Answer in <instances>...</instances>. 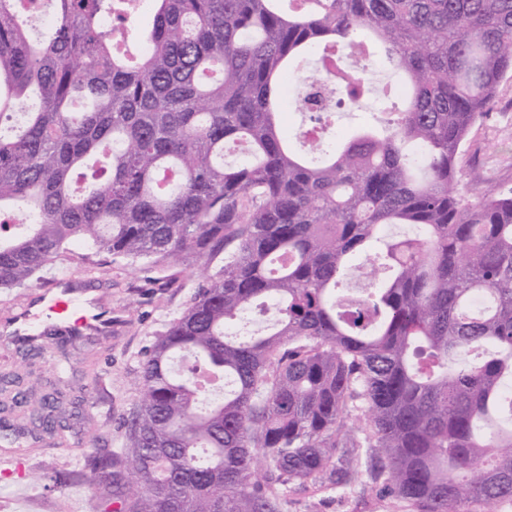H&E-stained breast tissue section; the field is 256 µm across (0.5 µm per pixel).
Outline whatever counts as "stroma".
I'll use <instances>...</instances> for the list:
<instances>
[{
	"instance_id": "1",
	"label": "stroma",
	"mask_w": 512,
	"mask_h": 512,
	"mask_svg": "<svg viewBox=\"0 0 512 512\" xmlns=\"http://www.w3.org/2000/svg\"><path fill=\"white\" fill-rule=\"evenodd\" d=\"M457 176L463 181L479 177L486 194L512 188L511 80L500 87L489 116L471 129ZM71 252L70 262L54 265L28 288L13 294L0 291V321L36 299L48 284L69 278L78 288L93 285L111 307V337L65 348L56 344L27 360L0 341V375L18 374L23 386L36 381L43 392L57 390L68 400L91 390L93 402L85 409L91 421L79 435L30 440L22 451L0 443V512H99L96 499L78 479L83 457L100 448L127 451L122 422L137 408L144 354L201 282L195 259L167 264L113 256L92 265L81 261L82 245H72ZM58 473L69 474V481L56 482ZM280 494L282 512H404L398 500L383 492L381 482L368 478L341 491L310 483L281 489Z\"/></svg>"
}]
</instances>
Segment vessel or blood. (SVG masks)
<instances>
[{
    "instance_id": "1",
    "label": "vessel or blood",
    "mask_w": 512,
    "mask_h": 512,
    "mask_svg": "<svg viewBox=\"0 0 512 512\" xmlns=\"http://www.w3.org/2000/svg\"><path fill=\"white\" fill-rule=\"evenodd\" d=\"M56 314V334L83 335L106 329L111 316L102 308H89L69 286L68 280H60L56 287L40 293L36 307H24L9 321L0 324V340L21 344L30 340L42 345L53 344V336L42 334L41 318L44 313Z\"/></svg>"
}]
</instances>
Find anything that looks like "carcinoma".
Wrapping results in <instances>:
<instances>
[{"label":"carcinoma","mask_w":512,"mask_h":512,"mask_svg":"<svg viewBox=\"0 0 512 512\" xmlns=\"http://www.w3.org/2000/svg\"><path fill=\"white\" fill-rule=\"evenodd\" d=\"M50 0L32 38L0 0V289L74 241L85 258L220 263L145 353L124 453L84 459L113 512H280L278 487L385 478L408 512L512 499V190L456 161L512 80V0ZM404 73L405 106L318 159L285 144L291 59L365 37ZM336 72L357 106L370 85ZM298 108L321 120L308 83ZM242 144L228 164L224 149ZM406 224L416 235L388 230ZM370 244L367 283L338 285ZM273 310L262 332L235 327ZM362 426L346 425L348 408ZM18 432L73 416L17 391Z\"/></svg>","instance_id":"obj_1"}]
</instances>
